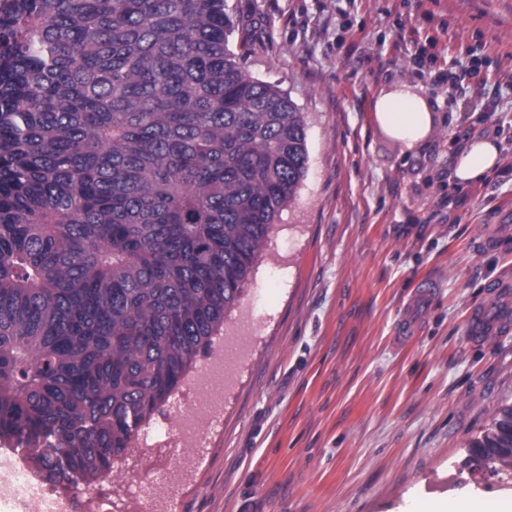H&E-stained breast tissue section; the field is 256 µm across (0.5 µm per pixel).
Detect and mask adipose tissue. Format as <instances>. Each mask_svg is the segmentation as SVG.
<instances>
[{"label":"adipose tissue","instance_id":"obj_1","mask_svg":"<svg viewBox=\"0 0 512 512\" xmlns=\"http://www.w3.org/2000/svg\"><path fill=\"white\" fill-rule=\"evenodd\" d=\"M376 122L391 136L402 142L428 138L432 129L430 104L421 98L403 94H387L374 104ZM500 160V149L490 139L467 142L454 160V174L459 183L481 181Z\"/></svg>","mask_w":512,"mask_h":512}]
</instances>
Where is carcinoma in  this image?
Listing matches in <instances>:
<instances>
[{
	"instance_id": "carcinoma-1",
	"label": "carcinoma",
	"mask_w": 512,
	"mask_h": 512,
	"mask_svg": "<svg viewBox=\"0 0 512 512\" xmlns=\"http://www.w3.org/2000/svg\"><path fill=\"white\" fill-rule=\"evenodd\" d=\"M227 0L0 11V440L105 478L224 325L308 162ZM512 468V405L471 443Z\"/></svg>"
}]
</instances>
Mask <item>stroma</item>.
Masks as SVG:
<instances>
[{
	"label": "stroma",
	"mask_w": 512,
	"mask_h": 512,
	"mask_svg": "<svg viewBox=\"0 0 512 512\" xmlns=\"http://www.w3.org/2000/svg\"><path fill=\"white\" fill-rule=\"evenodd\" d=\"M247 67L306 120L308 164L213 338L246 347L224 410L171 512H414L512 502V472L471 459L512 403V333L468 340L512 248L478 240L512 212V0H228ZM436 57L415 71L420 50ZM459 87L435 82L438 70ZM384 93L434 105L426 144L372 117ZM489 137L499 167L457 182L461 142ZM438 287L418 311L422 284ZM176 460L130 447L103 512H151L129 491ZM494 506L485 501H472L464 506H455L449 507L441 506L431 503H423L421 504L415 511L416 512H457V511H467V512H507L512 508V504L510 505V510H494Z\"/></svg>",
	"instance_id": "1"
}]
</instances>
